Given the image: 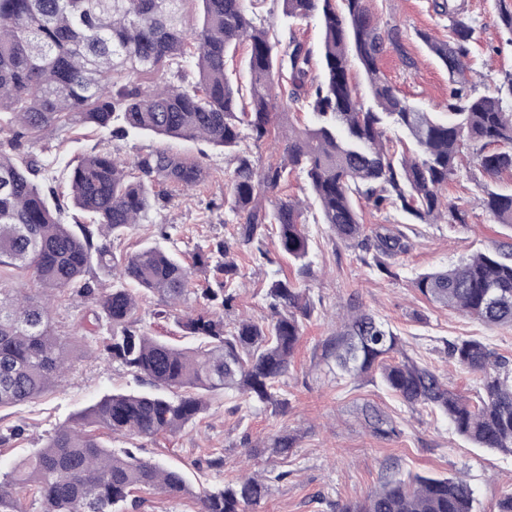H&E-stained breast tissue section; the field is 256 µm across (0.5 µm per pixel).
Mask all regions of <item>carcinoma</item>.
<instances>
[{
  "label": "carcinoma",
  "instance_id": "carcinoma-1",
  "mask_svg": "<svg viewBox=\"0 0 512 512\" xmlns=\"http://www.w3.org/2000/svg\"><path fill=\"white\" fill-rule=\"evenodd\" d=\"M0 0V274L22 271L39 284L37 295L0 287V407L34 400L61 382L71 368L72 337L52 324L55 302L70 295L90 304L80 324L85 346L118 363L150 387L103 395L74 422L60 427L0 481V509L21 512L14 492L32 486L40 512H126L129 497L150 489L170 496L192 493L184 473L144 460L130 448L116 452L96 430L153 439L194 423L208 396L234 391L262 403L285 402L274 386L288 365L311 316L295 280L272 281L270 315L232 326L207 308L232 311L238 267L222 241L199 248L186 263L178 247L147 243L116 254L114 239L142 224L167 200L161 186L192 190L207 177L196 160L155 149L127 164L111 152L91 151L59 165L39 158L33 146L48 131L90 128L113 139L146 135L204 141L234 155L221 203L244 219L238 243L267 258L265 231L307 269L308 237L299 202L263 199L294 174L309 184L322 222L339 239L357 242L364 224L355 198L376 209L398 206L421 222L463 215L443 203L442 186L457 175L463 148L480 145L482 172L495 179L512 171V77L475 94L465 79L467 44L474 28L453 20L448 40L418 33L448 72V111L425 112L401 97L379 68L401 47L398 27H385L368 0H281L284 18L315 20L321 29L322 80L309 79L312 51L296 38L284 43L255 22L258 0H196L198 26L187 33L186 0ZM248 43L244 59L239 46ZM249 74L240 81L239 66ZM361 67L373 103L357 98L352 68ZM162 74L145 86L141 78ZM307 110L302 128L290 127L282 156L257 164L241 148L247 138L269 139L280 114ZM402 129L413 145L396 155L385 126ZM66 190H60L61 184ZM481 205L498 224L512 227V192L486 189ZM407 244L377 235L374 264ZM112 279L103 288L86 274ZM204 279L194 282V271ZM415 288L430 302L485 324L512 326V261L506 254H477L424 273ZM157 298L159 315L175 318L181 348L140 326V301ZM326 348L352 378L379 372L385 386L409 407L446 416L455 431L480 448L512 455V369L484 342L461 338L448 356L478 376L479 403L469 404L428 367L404 356L402 339L356 306L345 331ZM360 414L371 435L399 434L395 420L365 404ZM269 479L245 476L217 492L198 495L199 512H256L269 495ZM473 491L460 478L416 475L387 478L366 499L343 512H472Z\"/></svg>",
  "mask_w": 512,
  "mask_h": 512
}]
</instances>
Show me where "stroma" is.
<instances>
[{
  "instance_id": "obj_1",
  "label": "stroma",
  "mask_w": 512,
  "mask_h": 512,
  "mask_svg": "<svg viewBox=\"0 0 512 512\" xmlns=\"http://www.w3.org/2000/svg\"><path fill=\"white\" fill-rule=\"evenodd\" d=\"M386 26L403 33L401 51L386 53L379 67L398 92L430 112L445 111L448 73L419 38L427 32L448 37L451 24L437 12L434 0H368ZM461 14L474 28L468 45V78L476 93L501 84L512 73V31L500 21V12L512 10V0H456ZM258 16L273 23L281 40L297 36L311 47L320 44L317 22L291 23L282 15L280 0H262ZM53 155L71 160L94 146H112L118 157L130 161L141 152L159 148L152 137L111 141L108 135L78 129L49 135ZM208 172L194 196L171 192L163 223L174 226L180 250L225 241L232 244L239 267L238 299L225 323L241 317L260 319L268 314L265 292L280 276L299 278L313 311L304 328L287 373L275 386L285 407L262 404L233 391L211 395L207 411L183 431L153 440L108 438L113 449H136L140 458L164 463L187 476L193 496L174 497L145 491L129 512H198L196 492L222 487L236 479L242 459L252 470L271 480V493L257 512H342L346 504L362 500L389 476L411 474L464 478L474 493L475 512H495L512 485V456L473 447L459 436L448 418L401 402L378 376L352 379L343 375L325 355V343L342 330V316L357 305L384 323L403 340V351L445 378L450 388L477 400V377L448 356V345L460 338L479 339L512 361V327L489 326L462 313L429 303L413 286L419 273L447 268L478 253L512 254V228L493 223L480 204L485 189H512V175L490 179L481 171L476 152L466 149L454 180L443 191L448 203L465 216L464 223L441 219L422 223L398 207L375 209L361 203L366 247L338 239L323 224L305 179L292 175L281 185V197L303 201L309 238V267L282 256L275 235H267L268 258L256 260L250 248L237 243V219L227 210L207 211L203 201L224 197V182L235 162L232 156L205 142L182 144ZM392 234L407 243L406 252L389 257L390 274H381L373 262L377 234ZM69 378L37 399L0 408V433L21 428V436L0 445V475L6 474L36 448L42 447L60 426L68 424L103 394L139 389L133 373L107 358L74 348ZM371 403L397 423L398 436L383 440L363 426L359 408ZM291 433L296 444L289 455L276 453V435ZM220 457L223 468L211 467Z\"/></svg>"
}]
</instances>
